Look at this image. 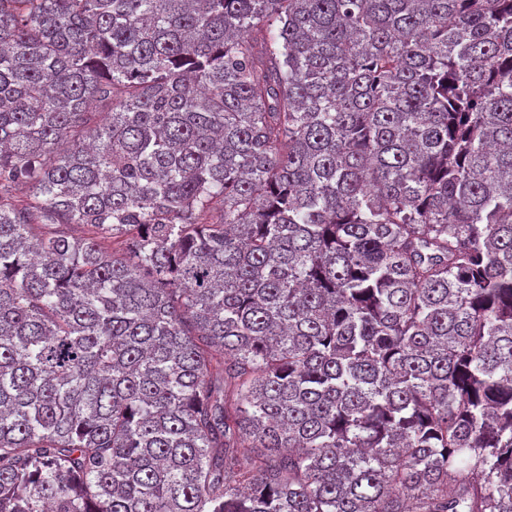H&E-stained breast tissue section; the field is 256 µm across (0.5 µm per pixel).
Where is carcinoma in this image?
<instances>
[{"instance_id":"carcinoma-1","label":"carcinoma","mask_w":512,"mask_h":512,"mask_svg":"<svg viewBox=\"0 0 512 512\" xmlns=\"http://www.w3.org/2000/svg\"><path fill=\"white\" fill-rule=\"evenodd\" d=\"M0 512H512V0H0Z\"/></svg>"}]
</instances>
